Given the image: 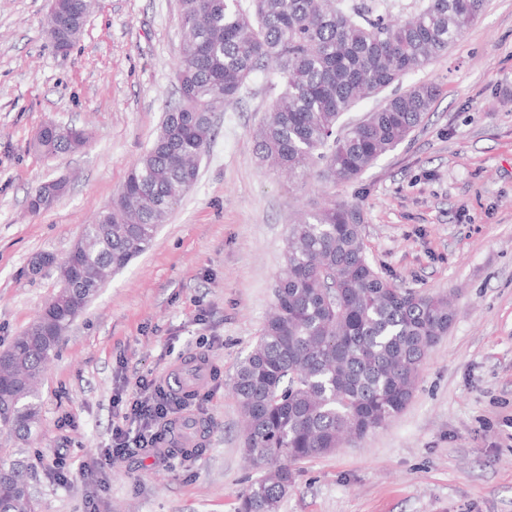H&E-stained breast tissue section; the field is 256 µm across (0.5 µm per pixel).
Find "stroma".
<instances>
[{"label": "stroma", "instance_id": "stroma-1", "mask_svg": "<svg viewBox=\"0 0 512 512\" xmlns=\"http://www.w3.org/2000/svg\"><path fill=\"white\" fill-rule=\"evenodd\" d=\"M178 6L100 0L62 55L46 33V0H0V351L59 288L56 272L29 274L31 258L68 256L177 103ZM421 84L437 97L420 126L336 183L261 164L252 133L276 95L265 75L216 112L196 184L64 333L40 426L25 438L0 432V457L31 468L33 512H238L261 471L243 459L232 379L271 308L289 225L335 200L359 205L382 275L451 295L455 317L407 408L363 440L297 463L282 512H512V0H487L448 52L398 89ZM51 122L87 128L88 144L34 152ZM59 178L64 195L30 212L34 189ZM192 355L211 367L195 393L202 451L159 458L135 448L105 463L123 412L114 395Z\"/></svg>", "mask_w": 512, "mask_h": 512}]
</instances>
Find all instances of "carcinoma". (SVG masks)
Returning a JSON list of instances; mask_svg holds the SVG:
<instances>
[{
	"mask_svg": "<svg viewBox=\"0 0 512 512\" xmlns=\"http://www.w3.org/2000/svg\"><path fill=\"white\" fill-rule=\"evenodd\" d=\"M375 0H180L183 35L179 102L112 205L83 225L84 277L93 298L106 279L146 251L194 186L214 136L213 114L265 74L280 88L255 133L261 162L288 175L313 170L331 180L359 177L420 125L436 87L388 97L366 121L337 129L341 115L448 50L482 13L485 0H417L404 17L375 14ZM87 15L81 0H56L47 14L52 44L73 47ZM71 125L33 145L43 155L77 152L88 134ZM83 313L62 304L37 316L61 332ZM452 302L401 288L369 261L359 208L336 203L289 227L274 308L237 367L233 393L244 419V452L265 465L238 512H281L294 465L385 425L413 398L429 350L447 335ZM59 339L24 331L0 369V431L26 436L41 419L39 384ZM19 463L0 462V512H30Z\"/></svg>",
	"mask_w": 512,
	"mask_h": 512,
	"instance_id": "obj_1",
	"label": "carcinoma"
}]
</instances>
